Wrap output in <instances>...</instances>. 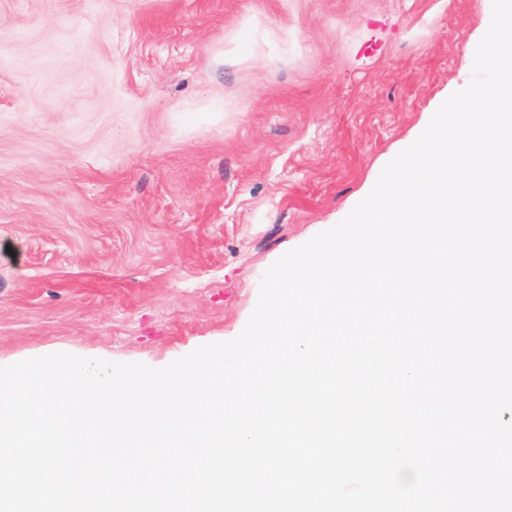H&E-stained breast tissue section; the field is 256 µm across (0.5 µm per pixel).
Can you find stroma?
Segmentation results:
<instances>
[{"mask_svg": "<svg viewBox=\"0 0 512 512\" xmlns=\"http://www.w3.org/2000/svg\"><path fill=\"white\" fill-rule=\"evenodd\" d=\"M489 0H0V366L236 338L472 77Z\"/></svg>", "mask_w": 512, "mask_h": 512, "instance_id": "stroma-1", "label": "stroma"}]
</instances>
